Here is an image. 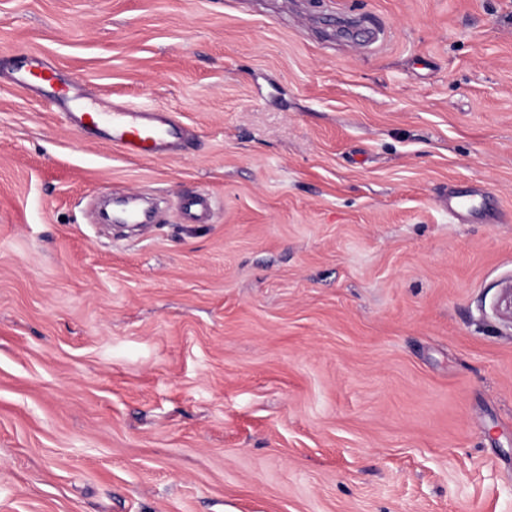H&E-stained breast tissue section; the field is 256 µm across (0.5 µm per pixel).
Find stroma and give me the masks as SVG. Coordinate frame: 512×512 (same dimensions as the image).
Returning a JSON list of instances; mask_svg holds the SVG:
<instances>
[{"instance_id": "obj_1", "label": "stroma", "mask_w": 512, "mask_h": 512, "mask_svg": "<svg viewBox=\"0 0 512 512\" xmlns=\"http://www.w3.org/2000/svg\"><path fill=\"white\" fill-rule=\"evenodd\" d=\"M0 512H512V0H0ZM29 89L48 94L59 106L65 107L78 98L70 83L58 79L55 71L35 57L24 60L19 66L18 79ZM64 114L84 130H103L99 140L129 157L164 158L188 141V131L180 121L170 115H155L146 109L115 105L112 112ZM182 213L190 224H206L209 222L211 205L210 198L197 191L184 195L181 200Z\"/></svg>"}]
</instances>
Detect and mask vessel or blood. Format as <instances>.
I'll use <instances>...</instances> for the list:
<instances>
[{
  "label": "vessel or blood",
  "instance_id": "obj_1",
  "mask_svg": "<svg viewBox=\"0 0 512 512\" xmlns=\"http://www.w3.org/2000/svg\"><path fill=\"white\" fill-rule=\"evenodd\" d=\"M18 80L28 88L48 94L62 107L78 97L89 103L96 99L90 92L76 95L71 84L59 80L51 67L34 57L22 62ZM67 118L82 129L102 131L104 142L134 158H163L188 140L186 127L174 117L125 105L114 106L109 113L71 112ZM181 209L188 223L205 224L210 219V199L203 192L184 195Z\"/></svg>",
  "mask_w": 512,
  "mask_h": 512
}]
</instances>
